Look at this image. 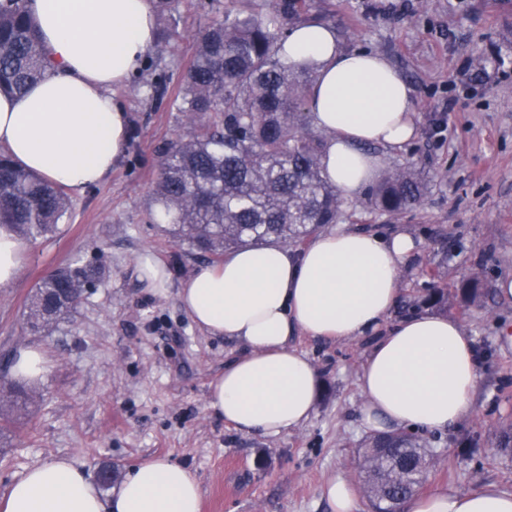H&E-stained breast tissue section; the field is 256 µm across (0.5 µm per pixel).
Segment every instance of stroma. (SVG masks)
Wrapping results in <instances>:
<instances>
[{"label":"stroma","instance_id":"stroma-1","mask_svg":"<svg viewBox=\"0 0 512 512\" xmlns=\"http://www.w3.org/2000/svg\"><path fill=\"white\" fill-rule=\"evenodd\" d=\"M178 14L180 38L162 59L171 97L173 75L207 22L196 0H179ZM306 18L331 23L344 49L382 55L414 90L416 139L378 153L387 170L416 162L424 201L395 218L365 214L357 223L403 230L417 244L399 273L394 317L408 315L428 272L452 291L481 273L480 300L445 311L473 338L480 381L467 418L423 432L440 456L423 488L493 483L512 493V458L494 452L501 426L512 425V296L498 291L512 281V11L498 0H314ZM147 76L139 69L114 91L130 122L119 164L72 195L69 223L30 242L16 281L0 288V371L29 347L48 357L33 416L0 445V496L28 467L58 457L90 474L109 464L121 475L158 457L197 474L201 512H333L321 487L339 473L355 477L370 434L357 385L368 342L292 338L314 362L321 391L311 418L288 433H243L209 408L210 383L242 347L200 329L179 302L178 288L211 259L149 215L157 148L184 125L179 113L145 99ZM148 252L172 273L164 295L142 279L138 259ZM75 258L101 264L103 281L71 322L30 335L23 315L35 284Z\"/></svg>","mask_w":512,"mask_h":512}]
</instances>
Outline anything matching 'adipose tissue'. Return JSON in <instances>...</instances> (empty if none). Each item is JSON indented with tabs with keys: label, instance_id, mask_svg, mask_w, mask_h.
Masks as SVG:
<instances>
[{
	"label": "adipose tissue",
	"instance_id": "ef3b65f1",
	"mask_svg": "<svg viewBox=\"0 0 512 512\" xmlns=\"http://www.w3.org/2000/svg\"><path fill=\"white\" fill-rule=\"evenodd\" d=\"M48 51L47 76L20 95L0 94V148L34 174L81 194L118 164L128 117L114 97L157 40L152 0H31ZM315 73L308 108L327 137L326 168L353 198L379 176L374 147L418 133L413 89L382 56L342 50L332 27L293 28L282 53ZM413 238L346 224L305 246H248L200 268L178 292L196 325L243 342L212 382L208 405L248 434L274 436L305 423L319 379L295 332L370 338L358 384L364 419L377 429L445 431L471 410L478 354L455 319L423 312L391 319L399 271ZM201 486L183 465L142 461L103 495L90 474L61 457L30 468L0 497V512H201ZM404 512H512V493L485 484L408 497Z\"/></svg>",
	"mask_w": 512,
	"mask_h": 512
}]
</instances>
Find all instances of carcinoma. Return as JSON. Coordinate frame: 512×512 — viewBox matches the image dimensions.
Segmentation results:
<instances>
[{"label":"carcinoma","mask_w":512,"mask_h":512,"mask_svg":"<svg viewBox=\"0 0 512 512\" xmlns=\"http://www.w3.org/2000/svg\"><path fill=\"white\" fill-rule=\"evenodd\" d=\"M28 0H0V92L20 94L40 80L47 55ZM177 0H155L167 26L156 52L171 51L180 37ZM309 0H275L267 12L242 15L206 0L212 14L170 101L187 133L158 147L159 170L152 207L156 220L190 248L220 258L244 246H300L327 224L344 218L343 202L325 165L326 137L309 128L307 95L314 78L280 57L288 38L285 21L296 22ZM169 76L150 83L163 102ZM426 184L414 166L395 167L378 182L362 208L397 216L423 203ZM63 187L12 164L0 153V224L22 239L58 232L71 216ZM103 270L76 258L34 286L24 313L33 335L48 334L70 321L88 285ZM449 295L435 286L419 300L448 307ZM36 404L20 380H0V439L13 432ZM391 450L359 462L371 508L383 512L393 500L418 491L426 481V455L418 438L393 435L374 441Z\"/></svg>","instance_id":"carcinoma-1"}]
</instances>
